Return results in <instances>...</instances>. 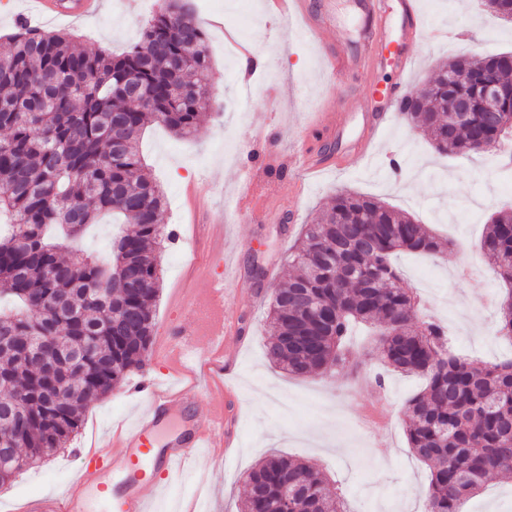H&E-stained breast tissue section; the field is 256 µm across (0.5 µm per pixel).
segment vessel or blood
<instances>
[{"label":"vessel or blood","mask_w":512,"mask_h":512,"mask_svg":"<svg viewBox=\"0 0 512 512\" xmlns=\"http://www.w3.org/2000/svg\"><path fill=\"white\" fill-rule=\"evenodd\" d=\"M393 2L408 35H415L422 18L416 0H354L356 13L364 22V42L356 56L336 55L334 69L354 64H375L378 60L388 18L386 2ZM406 90L396 82L382 90L374 101L363 107V123L369 138H376L386 118L402 108ZM191 328L175 327L171 342L179 357H188L192 345L189 334H202L216 347L224 345V282L208 278L204 304L190 311ZM142 387L149 393L148 407L137 415L133 424L121 425L112 432V449L90 448L86 455L91 465L80 471L67 490L59 496L39 497L27 505V512H152L161 487L144 482V470L176 472L199 465L200 450L218 458L233 444L234 416L219 410L207 421L190 422L176 439L164 440L160 434L177 413L189 406L195 390L191 387L164 389L148 380Z\"/></svg>","instance_id":"b4317fda"}]
</instances>
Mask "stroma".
<instances>
[{
    "label": "stroma",
    "mask_w": 512,
    "mask_h": 512,
    "mask_svg": "<svg viewBox=\"0 0 512 512\" xmlns=\"http://www.w3.org/2000/svg\"><path fill=\"white\" fill-rule=\"evenodd\" d=\"M189 2L207 33L212 105L193 135L178 138L155 123L140 141L146 168L166 199L160 222L172 234L160 252L154 338L162 340L180 311L203 299L206 283L194 262L209 256L211 225H223L224 260L213 271L224 278V346L236 351V367L222 394L199 382L190 411L206 419L233 400L237 446L222 460L171 475L157 512H173L184 501L194 502L197 512H238L245 472L273 453L318 467L349 512H423L429 469L413 455L404 430L405 403L422 389V378L387 365L374 337L361 330L351 338L349 368L290 375L265 354L268 307L293 273L288 250L303 225L316 223L327 198L346 189L376 197L451 240L436 257L397 254L404 288L447 328L456 353L474 363L511 358L512 344L498 333L495 307L505 285L485 259L481 241L491 213L512 210V170L488 153L442 156L403 116L383 129L370 156L357 142L361 113H351L340 138L309 128L315 114L366 99L373 83L395 79L388 66L369 75L358 67L331 73L325 51L355 52L361 46L352 0H332L335 19L315 37L300 35L299 16L260 13L259 0ZM161 4L103 0L97 15L49 17L44 27L74 34L86 51L119 54L138 40ZM418 4L424 23L410 45L416 60L408 75L411 92L456 56L512 51V22L490 15L481 0ZM230 37L268 56L267 67L241 80L237 62L225 54ZM306 144L316 154L341 157V165L304 175L299 159ZM192 372V364H168L150 354L143 370L91 406L67 448L0 488V512L64 492L85 464L84 448L111 450L113 424L132 420L147 404L137 390L144 375L177 385L189 382ZM465 509L512 512V472L488 479Z\"/></svg>",
    "instance_id": "stroma-1"
}]
</instances>
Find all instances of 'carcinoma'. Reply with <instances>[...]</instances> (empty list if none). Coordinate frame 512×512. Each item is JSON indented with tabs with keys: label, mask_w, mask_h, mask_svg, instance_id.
I'll list each match as a JSON object with an SVG mask.
<instances>
[{
	"label": "carcinoma",
	"mask_w": 512,
	"mask_h": 512,
	"mask_svg": "<svg viewBox=\"0 0 512 512\" xmlns=\"http://www.w3.org/2000/svg\"><path fill=\"white\" fill-rule=\"evenodd\" d=\"M512 20V0H483ZM403 114L437 152L471 155L512 136V100L493 120L479 86L512 88V53L460 55L439 68ZM206 33L184 0L120 55L81 51L68 33L24 23L0 46V432L19 463L0 469V488L37 466L80 428L89 405L143 367L153 341L165 198L144 171L136 142L152 122L186 137L210 106ZM139 89L137 100L130 85ZM466 98L473 111L453 119ZM112 213L126 225L110 263L64 242ZM446 245L422 224L372 196L341 190L305 226L288 261L298 269L272 300L269 361L297 377L344 367L354 323L379 330L387 364L424 378L410 398L409 448L430 468L425 512H463L494 472L512 471V358L476 366L455 354L448 332L419 318L393 256L436 257ZM496 275L512 285V213L493 215L482 241ZM512 342V289L498 304ZM347 512L315 466L272 454L244 476L240 512Z\"/></svg>",
	"instance_id": "carcinoma-1"
}]
</instances>
